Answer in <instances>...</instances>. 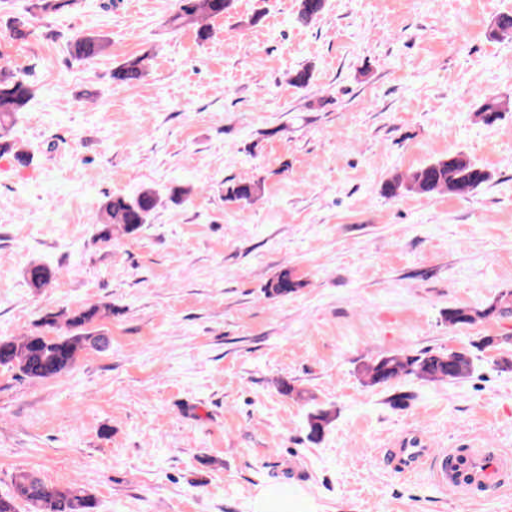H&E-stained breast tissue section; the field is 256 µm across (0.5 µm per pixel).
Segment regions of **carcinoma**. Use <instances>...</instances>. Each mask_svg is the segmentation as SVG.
Segmentation results:
<instances>
[{
    "label": "carcinoma",
    "instance_id": "obj_1",
    "mask_svg": "<svg viewBox=\"0 0 512 512\" xmlns=\"http://www.w3.org/2000/svg\"><path fill=\"white\" fill-rule=\"evenodd\" d=\"M80 0H31L27 13L32 17H49L79 5ZM234 0H176L174 11L167 24L174 29L191 27L196 37L205 41L211 31L208 20L221 17L233 7ZM325 0H300L298 20L307 24L322 14ZM11 37L25 41L31 35L29 20L15 18L10 22ZM491 36L497 39L512 38V15L498 17ZM110 39L97 33H77L67 41L69 55L82 62H92L107 54ZM147 56L131 57L119 63L109 73L115 87L133 85L145 74ZM36 94L35 84L6 66H0V156L10 155L14 165L26 168L33 161V154L10 140V133L19 114L27 108ZM512 112V103L499 97L484 95L480 98L475 115L486 125L501 120L503 113ZM490 179V174L462 152L450 153L431 163L424 164L389 178L383 187L389 198L414 194L465 195L478 190ZM263 190L260 180H240L224 188V202L251 204ZM159 203L151 189H144L134 196L112 195L99 210L98 236L109 240L112 231L125 235L138 232L149 223ZM30 287L40 292L49 287L56 271L45 264H32L25 270ZM302 283L288 269L283 270L266 287L270 298L286 297L297 291ZM512 312V291L483 308L450 307L448 325L466 327L497 314ZM112 314L109 304H93L78 309H62L43 317L44 326L58 331L54 336L42 333L13 336L0 340V368L17 371L24 378L41 381L59 377L74 367L80 352L87 349L102 351L109 346V338L95 322ZM477 356L472 350L462 348L445 352L424 350L417 353L397 351L362 366L361 374L367 386H387L407 376L428 382H452L470 377ZM332 422L331 412L317 409L308 416L309 436H322ZM27 512H95L96 502L87 490L76 483L67 486H50L36 473L20 470L11 479L8 494L0 496V512H18L19 506Z\"/></svg>",
    "mask_w": 512,
    "mask_h": 512
}]
</instances>
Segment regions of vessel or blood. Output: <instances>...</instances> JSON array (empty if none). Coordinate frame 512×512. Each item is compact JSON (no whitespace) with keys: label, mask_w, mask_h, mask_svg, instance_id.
I'll return each instance as SVG.
<instances>
[{"label":"vessel or blood","mask_w":512,"mask_h":512,"mask_svg":"<svg viewBox=\"0 0 512 512\" xmlns=\"http://www.w3.org/2000/svg\"><path fill=\"white\" fill-rule=\"evenodd\" d=\"M436 456V484L458 489L473 501L494 488L503 473L512 470V458L480 448H448Z\"/></svg>","instance_id":"obj_1"}]
</instances>
